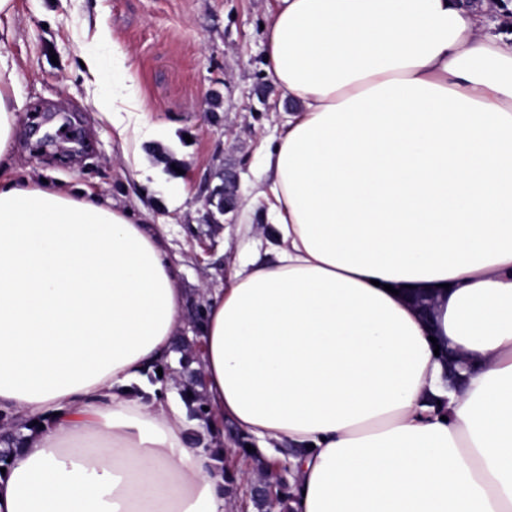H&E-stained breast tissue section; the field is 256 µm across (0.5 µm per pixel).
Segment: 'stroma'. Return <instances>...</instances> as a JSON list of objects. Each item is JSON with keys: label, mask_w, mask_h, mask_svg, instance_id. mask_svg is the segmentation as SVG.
Masks as SVG:
<instances>
[{"label": "stroma", "mask_w": 512, "mask_h": 512, "mask_svg": "<svg viewBox=\"0 0 512 512\" xmlns=\"http://www.w3.org/2000/svg\"><path fill=\"white\" fill-rule=\"evenodd\" d=\"M274 0H16L0 38L19 73V176L90 193L147 216L162 236L194 325L205 291L235 258L273 263L236 235L224 172L247 195L263 180L264 146L292 110L272 88L264 42ZM127 57L135 101L155 139L121 141L85 86L83 49ZM140 155L143 169L132 157Z\"/></svg>", "instance_id": "obj_1"}]
</instances>
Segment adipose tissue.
<instances>
[{"instance_id": "adipose-tissue-1", "label": "adipose tissue", "mask_w": 512, "mask_h": 512, "mask_svg": "<svg viewBox=\"0 0 512 512\" xmlns=\"http://www.w3.org/2000/svg\"><path fill=\"white\" fill-rule=\"evenodd\" d=\"M461 0H276L294 107L263 157L272 265L233 263L196 330L204 420L172 380L184 298L132 210L0 181V512H229L224 419L292 457L291 512H512V34ZM112 61L93 103L138 108ZM17 64L0 54V171ZM256 197L242 201L250 210ZM435 295L422 319L405 289ZM462 355L447 386L435 349Z\"/></svg>"}]
</instances>
